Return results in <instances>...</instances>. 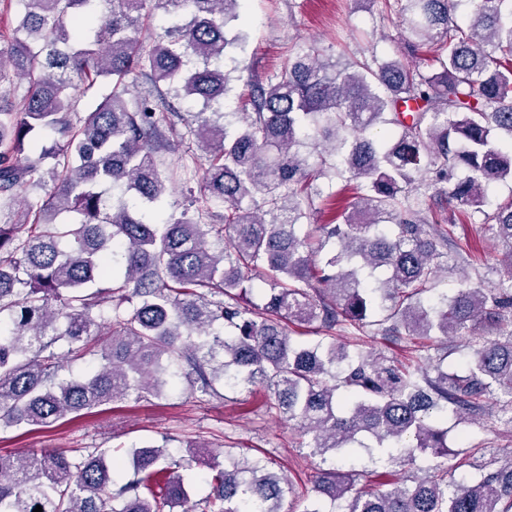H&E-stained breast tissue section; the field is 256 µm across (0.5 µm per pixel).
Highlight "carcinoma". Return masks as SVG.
<instances>
[{"mask_svg": "<svg viewBox=\"0 0 512 512\" xmlns=\"http://www.w3.org/2000/svg\"><path fill=\"white\" fill-rule=\"evenodd\" d=\"M240 2L17 0L20 20L0 49V84L28 85L18 102L0 93V194L21 205L17 221L0 222V428L159 395L186 366L212 397L218 383L267 387L309 437V456L365 454L390 469L392 481L363 487L321 470L303 512H512V452L470 481L445 479L470 465L448 445V415L512 427V198L490 196L512 181V0H393L404 47L436 46V70L375 56L342 63L310 45L255 86L254 111L221 112ZM150 3L179 23L146 49ZM140 79L151 90L131 102ZM104 81L111 91L74 125L72 86L86 95ZM170 91L202 101L187 120L202 196L153 224L127 197L159 205L168 194L156 154L182 120ZM42 131L53 145L35 144ZM308 146L358 181L352 209L320 225L316 243L300 232L324 174L310 169ZM48 180L45 197L30 199ZM469 213L484 216L488 247H505L506 277L423 299L448 261H475L450 228ZM290 323L324 336L299 342ZM349 327L484 336L460 369L430 355L411 367L336 340ZM103 333L94 372L58 379L56 344L81 355ZM182 467L153 444L131 450L125 473L108 448L0 453V512H282L294 493L263 459L226 452L209 464L199 511Z\"/></svg>", "mask_w": 512, "mask_h": 512, "instance_id": "obj_1", "label": "carcinoma"}]
</instances>
